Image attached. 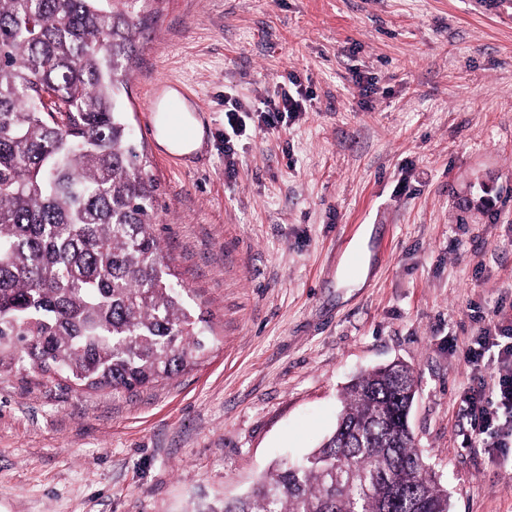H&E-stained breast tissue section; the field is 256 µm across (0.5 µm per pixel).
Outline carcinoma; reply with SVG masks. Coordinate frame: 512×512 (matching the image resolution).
<instances>
[{
  "label": "carcinoma",
  "mask_w": 512,
  "mask_h": 512,
  "mask_svg": "<svg viewBox=\"0 0 512 512\" xmlns=\"http://www.w3.org/2000/svg\"><path fill=\"white\" fill-rule=\"evenodd\" d=\"M139 0H0V377L87 390L171 378L209 321L171 282L120 88ZM411 369L351 383L341 423L223 512H444L407 425Z\"/></svg>",
  "instance_id": "cac0c4a2"
}]
</instances>
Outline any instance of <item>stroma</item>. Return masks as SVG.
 Listing matches in <instances>:
<instances>
[{
    "label": "stroma",
    "mask_w": 512,
    "mask_h": 512,
    "mask_svg": "<svg viewBox=\"0 0 512 512\" xmlns=\"http://www.w3.org/2000/svg\"><path fill=\"white\" fill-rule=\"evenodd\" d=\"M122 94L158 238L211 325L133 392L0 378V512H222L332 432L346 387L400 361L448 512H512V447L472 444L465 352L512 323V0H139ZM302 110L262 131V102ZM183 97L204 145L143 132ZM243 109L224 158V103Z\"/></svg>",
    "instance_id": "stroma-1"
}]
</instances>
